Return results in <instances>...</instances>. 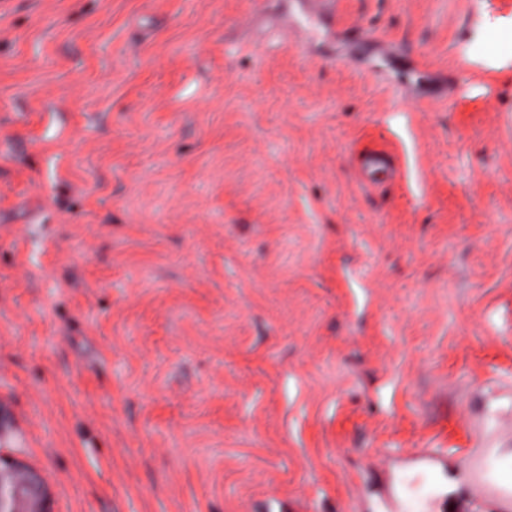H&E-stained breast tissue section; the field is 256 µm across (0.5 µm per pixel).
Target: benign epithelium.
Instances as JSON below:
<instances>
[{"label": "benign epithelium", "instance_id": "benign-epithelium-1", "mask_svg": "<svg viewBox=\"0 0 512 512\" xmlns=\"http://www.w3.org/2000/svg\"><path fill=\"white\" fill-rule=\"evenodd\" d=\"M47 501L37 475L0 457V512H50Z\"/></svg>", "mask_w": 512, "mask_h": 512}]
</instances>
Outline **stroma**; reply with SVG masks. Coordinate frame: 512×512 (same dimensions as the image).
I'll list each match as a JSON object with an SVG mask.
<instances>
[{"mask_svg": "<svg viewBox=\"0 0 512 512\" xmlns=\"http://www.w3.org/2000/svg\"><path fill=\"white\" fill-rule=\"evenodd\" d=\"M333 13L0 0V456L53 512L512 484V0ZM491 451L487 448H479L468 452V462L471 479L485 496L493 499L497 505L498 512L512 511V488L501 484L490 473L487 466V459Z\"/></svg>", "mask_w": 512, "mask_h": 512, "instance_id": "obj_1", "label": "stroma"}]
</instances>
